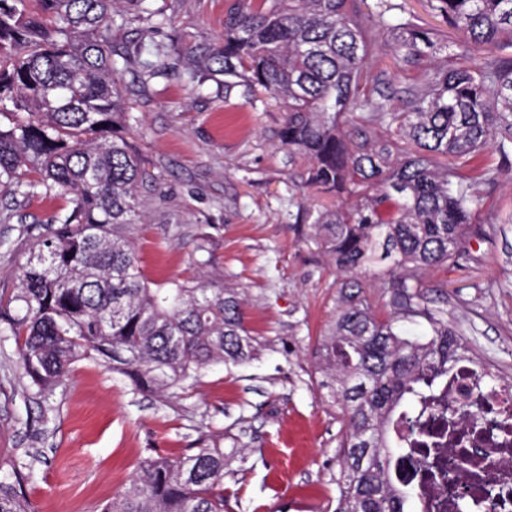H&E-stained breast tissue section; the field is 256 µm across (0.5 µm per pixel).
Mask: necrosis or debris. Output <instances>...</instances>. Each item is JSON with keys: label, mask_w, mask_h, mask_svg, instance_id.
Returning a JSON list of instances; mask_svg holds the SVG:
<instances>
[{"label": "necrosis or debris", "mask_w": 512, "mask_h": 512, "mask_svg": "<svg viewBox=\"0 0 512 512\" xmlns=\"http://www.w3.org/2000/svg\"><path fill=\"white\" fill-rule=\"evenodd\" d=\"M416 432L399 475L414 493L417 512H512V381L498 378L475 354L448 366V380L428 395L412 422ZM452 471L451 482L439 475Z\"/></svg>", "instance_id": "necrosis-or-debris-1"}]
</instances>
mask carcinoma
<instances>
[{"label":"carcinoma","instance_id":"1","mask_svg":"<svg viewBox=\"0 0 512 512\" xmlns=\"http://www.w3.org/2000/svg\"><path fill=\"white\" fill-rule=\"evenodd\" d=\"M467 52L494 54L469 68L437 64L441 33L373 10L364 0H235L217 41L157 42L167 19L154 0H0V193L10 201L63 197L36 235L20 287L0 295V333L14 338L24 375L50 392L91 358L160 394L217 363L251 354L238 292L219 282L150 288L131 231L160 197L128 136L134 89L184 63L202 86L225 76L260 87L285 109L280 145L309 164L302 197L347 201L307 217L336 262L340 305L316 347L334 377L340 442L337 512H405L388 477L387 427L448 375L462 340L427 305L421 272L461 251L479 212V185L512 151V0H434ZM135 24L134 52L113 31ZM416 69L394 103L371 76L378 34ZM389 288L395 312L366 289ZM401 322L427 323L421 339ZM230 458L214 445L184 457H147L124 494L100 512H224ZM28 475L0 479V512H31Z\"/></svg>","mask_w":512,"mask_h":512}]
</instances>
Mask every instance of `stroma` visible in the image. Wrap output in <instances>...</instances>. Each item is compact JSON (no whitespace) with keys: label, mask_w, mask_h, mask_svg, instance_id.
<instances>
[{"label":"stroma","mask_w":512,"mask_h":512,"mask_svg":"<svg viewBox=\"0 0 512 512\" xmlns=\"http://www.w3.org/2000/svg\"><path fill=\"white\" fill-rule=\"evenodd\" d=\"M232 0H156L158 35L210 42ZM386 95L401 98L415 71L388 51L370 62ZM130 137L162 196L134 241L150 287L223 280L244 301L250 359L216 364L161 396L90 359L73 363L52 395L16 365L0 335V464L30 475L32 512H98L124 492L149 456L179 457L211 444L233 461L226 512H335L342 415L313 352L336 314V266L302 221L308 165L281 148L284 110L237 83L224 98L199 94L178 73L153 79L134 104ZM481 185L482 208L456 263L423 274L430 308L466 347L512 380V160ZM32 238L0 208V294L19 284Z\"/></svg>","instance_id":"35a3bbf8"}]
</instances>
